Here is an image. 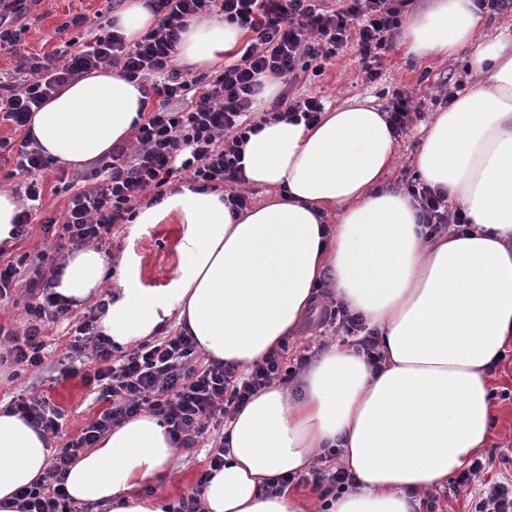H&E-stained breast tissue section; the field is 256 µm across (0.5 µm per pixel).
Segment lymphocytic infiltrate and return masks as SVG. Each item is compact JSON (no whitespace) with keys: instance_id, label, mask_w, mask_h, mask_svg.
Wrapping results in <instances>:
<instances>
[{"instance_id":"lymphocytic-infiltrate-1","label":"lymphocytic infiltrate","mask_w":512,"mask_h":512,"mask_svg":"<svg viewBox=\"0 0 512 512\" xmlns=\"http://www.w3.org/2000/svg\"><path fill=\"white\" fill-rule=\"evenodd\" d=\"M409 3L148 0L156 24L138 40L126 42L79 13L71 23L86 27L88 40L72 39L65 49L38 55L21 52L18 33L12 28L27 12L28 0H0V48L18 56L22 73L20 81L0 82V117L23 135L16 148L10 138L1 137L0 151L14 150L15 172L24 178L27 201H41L52 163L35 139L24 134L35 109L69 83L112 69L137 83L144 94L145 114L134 127L137 145H113L104 164L106 176L91 189L75 193L63 218H44V235L55 237L61 247L95 243L115 226L133 222L145 199L160 202L162 187L179 175L186 176L195 189L227 191L233 211H242L247 198L237 187L244 182L243 146L250 135L277 120L319 121L324 110L321 99L297 95L294 88L305 74L323 75L337 50L348 44H355L367 80L381 79L380 57L391 48ZM202 15L222 18L251 34L233 59L210 75H195L177 64L182 33ZM269 78L281 80L283 88L269 104L258 105L257 97ZM406 191L430 232L439 233L451 225L467 227L461 212H449L447 194L419 176L408 178ZM47 261L46 255L27 252L0 260V300L19 286L27 297L22 330L0 327V338L7 341L6 349L0 351L1 365L9 363L24 371L40 367L49 324L69 317L72 306L54 292L57 270ZM105 309V302H98L77 321L67 355L73 359L92 354L97 367L86 380L106 408L80 435L55 450L40 482L17 492L20 512H76L64 487L70 465L113 427L143 412L160 417L179 447H196L199 437L210 435L209 466L219 469L224 463L225 419L272 382H290L307 362L302 356L295 365H288L275 351L241 376L233 365L200 360L194 338L184 331L144 340L121 354L98 328ZM325 315L350 337L370 365L380 363L378 333L361 316L338 302ZM8 411L46 437H58L65 426L64 414L42 397L17 395Z\"/></svg>"}]
</instances>
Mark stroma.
Segmentation results:
<instances>
[{
    "label": "stroma",
    "mask_w": 512,
    "mask_h": 512,
    "mask_svg": "<svg viewBox=\"0 0 512 512\" xmlns=\"http://www.w3.org/2000/svg\"><path fill=\"white\" fill-rule=\"evenodd\" d=\"M107 8L106 0H41L30 10L21 41L28 51L40 53L71 39H85L84 28L70 26L72 16ZM506 33H512V10L500 15L487 12L474 41L453 56L428 59L406 55L402 36H395L392 49L381 58L383 78L376 83L366 82L357 53L349 46L331 59L322 76L306 82L302 91L323 97L326 108L331 110L364 99L381 108L394 91L411 94L418 110L397 141L398 159L385 178L388 186L400 187L414 173L415 158L423 146L427 126L439 110L430 100L432 92L443 86L469 88L476 80L469 66L470 57ZM176 236L177 227L173 224L148 225L137 231L124 224L114 236L99 242L98 248L115 267L121 258L131 255L140 258L144 284L161 288L169 283L176 269ZM338 337L335 325L321 323L317 314H310L297 334L288 337L285 360L290 363L305 355L311 361H318L330 341ZM68 345L69 337L61 325L53 324L46 333L44 363L40 369L18 373L11 365L0 366V405H7L21 390L45 396L66 414L65 432L72 437L96 418L103 405L84 382L93 368L89 359L69 361L70 374H62L61 362L66 359ZM504 352L505 359L493 368L490 379L495 391H508L510 397L506 400L498 397L494 401L490 433L482 453L486 466L470 485L449 491L447 498L439 499V512H471L476 495L485 485L512 479V341L505 345ZM207 454L203 447L182 451L177 468L159 486V493L173 501L190 495L208 467Z\"/></svg>",
    "instance_id": "stroma-1"
}]
</instances>
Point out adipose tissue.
<instances>
[{
	"label": "adipose tissue",
	"mask_w": 512,
	"mask_h": 512,
	"mask_svg": "<svg viewBox=\"0 0 512 512\" xmlns=\"http://www.w3.org/2000/svg\"><path fill=\"white\" fill-rule=\"evenodd\" d=\"M481 21L474 0H433L403 41L417 57H448ZM242 36L222 20L193 22L179 58L216 61ZM471 65L482 81L435 114L416 158L420 178L470 219L467 235L428 237L411 198L385 185L395 139L383 112L364 103L251 135L244 172L273 191L263 206L235 217L224 193L185 184L140 209L136 224L178 225L177 266L166 287L147 288L140 259L122 262L101 319L116 345L155 336L174 317L211 359L248 367L297 331L325 280L380 333L379 371L335 345L297 390L271 385L235 414L224 465L203 490L205 512H306L296 492L264 488L305 471L325 448L339 449L358 479L328 512H416L421 493L483 449L490 368L512 340V38ZM142 98L118 73L96 72L35 112L32 134L57 164L78 167L128 139ZM108 266L102 252L78 249L54 290L84 301ZM49 452L23 419L0 410V512H18L14 494L42 476ZM177 456L159 418L142 414L82 454L65 488L107 512H170L165 497L141 490L160 484Z\"/></svg>",
	"instance_id": "ef3b65f1"
}]
</instances>
